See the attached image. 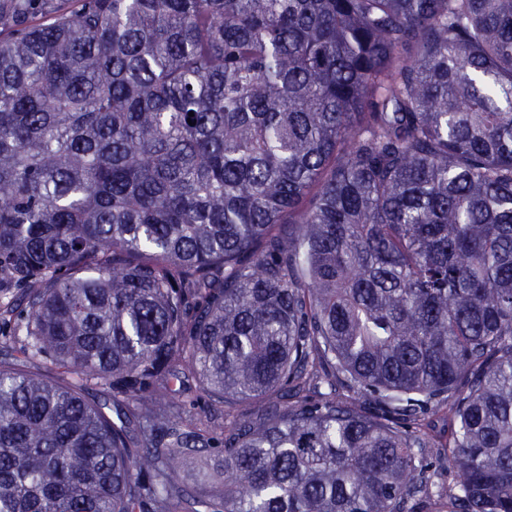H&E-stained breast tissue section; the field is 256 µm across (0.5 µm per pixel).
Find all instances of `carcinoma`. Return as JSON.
Wrapping results in <instances>:
<instances>
[{
	"mask_svg": "<svg viewBox=\"0 0 512 512\" xmlns=\"http://www.w3.org/2000/svg\"><path fill=\"white\" fill-rule=\"evenodd\" d=\"M12 290L0 512H512V0H0ZM22 369L38 374L39 376L49 380L57 382L67 381V375L63 373V370L52 363L49 359L42 358L35 362L24 363L22 365ZM175 402L183 408L181 416L184 424H196L198 428L207 431V437L214 438L215 452H218L221 448L219 427L221 425H224V427L232 425L238 419L239 412L245 410L256 411L260 406V401H253L230 408L222 403L210 402L199 392H193L187 397H180ZM213 460L209 458H193L185 460L179 469V476L183 481L194 482L202 479L207 472H212Z\"/></svg>",
	"mask_w": 512,
	"mask_h": 512,
	"instance_id": "1",
	"label": "carcinoma"
}]
</instances>
